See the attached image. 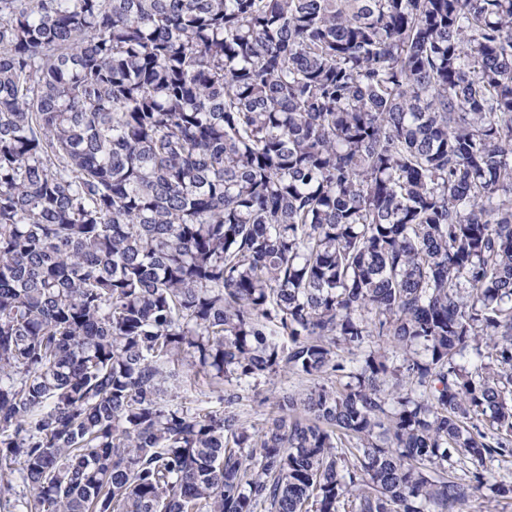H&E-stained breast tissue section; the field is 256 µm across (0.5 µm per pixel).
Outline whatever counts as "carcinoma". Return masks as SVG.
Masks as SVG:
<instances>
[{"label":"carcinoma","mask_w":512,"mask_h":512,"mask_svg":"<svg viewBox=\"0 0 512 512\" xmlns=\"http://www.w3.org/2000/svg\"><path fill=\"white\" fill-rule=\"evenodd\" d=\"M511 457L512 0H0V512H462ZM310 385V382L306 380H300L296 376L291 374L279 373L278 375L271 376L265 381H262L259 386L260 390L264 395L272 398L273 394L278 392L280 388L288 387L291 389L305 390ZM271 403L272 399L262 406H258L257 403L253 402H244V405L238 411H240L242 420L250 429H260L270 411Z\"/></svg>","instance_id":"obj_1"}]
</instances>
